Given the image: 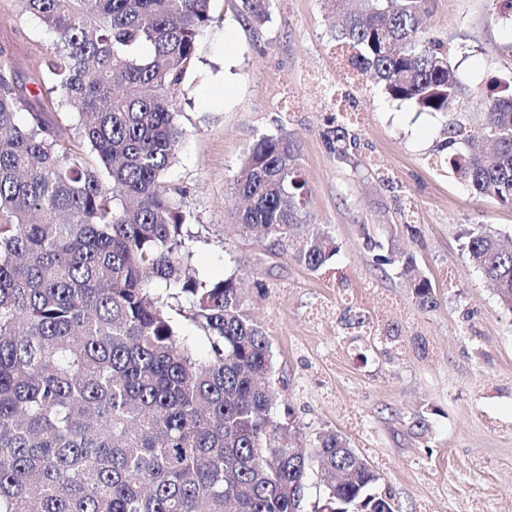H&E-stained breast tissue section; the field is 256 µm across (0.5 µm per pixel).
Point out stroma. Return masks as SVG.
Returning <instances> with one entry per match:
<instances>
[{"instance_id": "obj_1", "label": "stroma", "mask_w": 512, "mask_h": 512, "mask_svg": "<svg viewBox=\"0 0 512 512\" xmlns=\"http://www.w3.org/2000/svg\"><path fill=\"white\" fill-rule=\"evenodd\" d=\"M238 5L213 0L175 104L185 137L165 179L187 193L198 278L239 282L272 343L275 411L301 429L290 447L342 434L399 512H512V311L461 250L476 224L512 246V206L470 195L437 164L442 114L389 100L370 78L344 81L327 0H275L260 27ZM423 24L451 47L464 83L512 79V23L492 0H429ZM3 35L27 82L50 35L0 0ZM335 89L357 114L347 163L322 136ZM283 131L299 143L307 219L341 247L323 275L234 217L245 151ZM375 240L413 256L433 306L416 304L397 268L378 266Z\"/></svg>"}]
</instances>
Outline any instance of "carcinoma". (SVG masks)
Masks as SVG:
<instances>
[{
  "label": "carcinoma",
  "instance_id": "obj_1",
  "mask_svg": "<svg viewBox=\"0 0 512 512\" xmlns=\"http://www.w3.org/2000/svg\"><path fill=\"white\" fill-rule=\"evenodd\" d=\"M212 0H18L54 35L30 97L0 41V512H300L309 475H325L313 512H396L345 437L288 456L296 431L274 412L270 341L235 278L206 283L190 265L185 192L164 180L185 132L173 105L212 21ZM336 49L394 100L447 117L440 162L471 194L512 205V80L466 86L420 27L427 0H356ZM272 0H239L254 26ZM148 45L151 54L141 48ZM25 110L24 125L15 114ZM79 115L73 132L56 111ZM334 115L324 138L350 158ZM299 144L261 135L233 178L237 220L326 271L339 246L306 223ZM464 253L512 311V252L484 224ZM434 302L413 258L379 254ZM207 340L196 356L170 316Z\"/></svg>",
  "mask_w": 512,
  "mask_h": 512
}]
</instances>
